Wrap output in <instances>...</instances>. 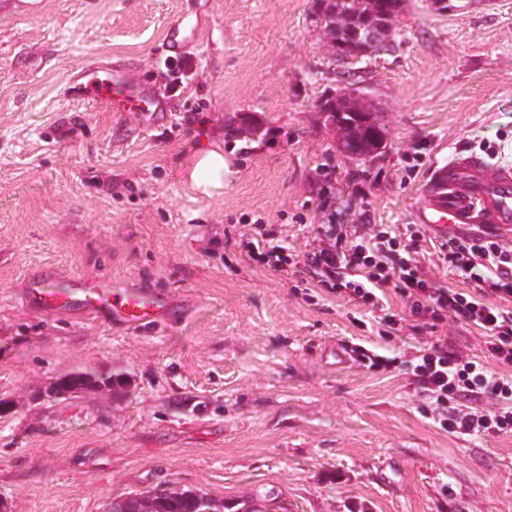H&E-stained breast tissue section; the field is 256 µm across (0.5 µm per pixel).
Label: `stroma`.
I'll return each instance as SVG.
<instances>
[{
  "label": "stroma",
  "instance_id": "stroma-1",
  "mask_svg": "<svg viewBox=\"0 0 512 512\" xmlns=\"http://www.w3.org/2000/svg\"><path fill=\"white\" fill-rule=\"evenodd\" d=\"M446 3L405 0L391 51L342 62L312 0H0L5 512H105L163 484L260 512H512V434L442 430L409 371L435 337L502 371L483 330L411 312L392 282L358 303L310 262L333 234L415 228L423 279L470 291L414 211L457 151L512 161V0ZM115 64L163 94L165 119L65 98L73 74ZM347 87L379 110L376 156L342 153L325 120ZM215 144L228 170L207 199L185 165ZM256 239L286 265L252 257ZM43 269L148 285L178 318L38 314L22 298ZM73 373L126 385L53 396Z\"/></svg>",
  "mask_w": 512,
  "mask_h": 512
}]
</instances>
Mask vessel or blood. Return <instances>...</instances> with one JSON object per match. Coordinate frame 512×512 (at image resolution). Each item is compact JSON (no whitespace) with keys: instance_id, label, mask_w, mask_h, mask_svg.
I'll return each instance as SVG.
<instances>
[{"instance_id":"1","label":"vessel or blood","mask_w":512,"mask_h":512,"mask_svg":"<svg viewBox=\"0 0 512 512\" xmlns=\"http://www.w3.org/2000/svg\"><path fill=\"white\" fill-rule=\"evenodd\" d=\"M70 100L92 102L115 112L165 109L149 82L133 79L127 69L97 67L70 80ZM419 223L448 234L462 224H485L499 235H512V164L492 162L476 152H459L436 168L416 211ZM25 305L46 316L78 312L115 328L144 327L175 312L155 289L97 277H73L64 287L50 273L32 274L23 294Z\"/></svg>"}]
</instances>
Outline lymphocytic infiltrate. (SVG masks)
<instances>
[{
	"label": "lymphocytic infiltrate",
	"instance_id": "lymphocytic-infiltrate-1",
	"mask_svg": "<svg viewBox=\"0 0 512 512\" xmlns=\"http://www.w3.org/2000/svg\"><path fill=\"white\" fill-rule=\"evenodd\" d=\"M411 251L387 226L374 228L369 238L351 247L335 241L314 252L311 261L333 290L364 304H377L380 288L397 278L411 311L435 320L449 314L478 326L488 335L491 355L512 364V309L500 304L502 298H512V249L492 237L449 242L448 265L474 283L471 293L433 287L422 279ZM411 374L434 398L442 429L471 436L512 434V373L490 372L479 361L435 343L412 365ZM480 396L495 400L494 412L462 409V401Z\"/></svg>",
	"mask_w": 512,
	"mask_h": 512
}]
</instances>
